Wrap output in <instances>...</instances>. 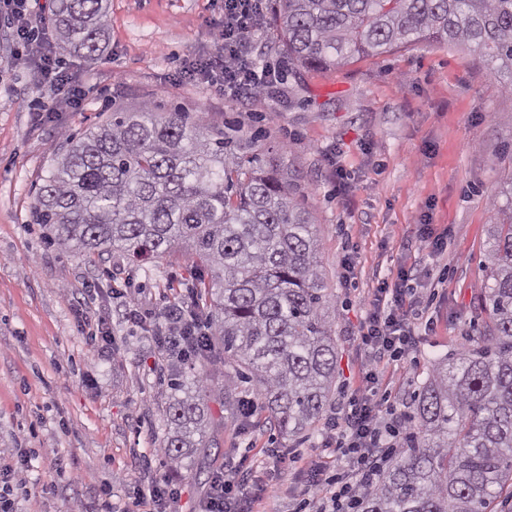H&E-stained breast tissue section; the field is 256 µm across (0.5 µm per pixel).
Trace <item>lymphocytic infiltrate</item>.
I'll return each mask as SVG.
<instances>
[{"mask_svg": "<svg viewBox=\"0 0 512 512\" xmlns=\"http://www.w3.org/2000/svg\"><path fill=\"white\" fill-rule=\"evenodd\" d=\"M260 12V0H225L224 24L218 31L224 56L196 63L186 70V79L206 80L233 98L241 91L257 89L260 82L254 78L243 49ZM377 294L357 334L361 347L375 362L386 356L398 358L413 344V333L401 318V289L384 283ZM382 409V400L369 387L350 398L343 420L330 424L338 432L330 451L347 457L348 468L331 475L321 466H311V478L303 490L304 505L314 506L315 512H351L357 493L376 476L388 440L399 434L397 426L379 427ZM253 467L244 457L231 471L218 474L202 512H253L254 498L248 490Z\"/></svg>", "mask_w": 512, "mask_h": 512, "instance_id": "1", "label": "lymphocytic infiltrate"}]
</instances>
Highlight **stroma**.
Segmentation results:
<instances>
[{"label":"stroma","mask_w":512,"mask_h":512,"mask_svg":"<svg viewBox=\"0 0 512 512\" xmlns=\"http://www.w3.org/2000/svg\"><path fill=\"white\" fill-rule=\"evenodd\" d=\"M108 27L96 59L57 47L56 62L83 91L33 93L35 64L15 38L0 0V467L18 449L30 463L17 512H94L99 501L126 512L141 489L170 477L181 494L171 512H198L217 472L241 457L254 463L262 493L254 512H298L310 463L341 464L324 450L327 422L342 416L361 383L366 355L356 334L380 282L402 288L415 343L384 359L376 389L382 420L413 415V392L434 361L474 343L488 319L487 201L512 177V97L461 44L423 41L333 69L289 65L257 97L225 99L204 81L179 75L220 55L214 35L224 0H107ZM151 104L277 151L319 233V261L332 300L336 380L319 423L289 439L267 412L243 423L228 395L255 398L252 384L214 369L205 400L206 445L170 468L159 452L166 433L167 378L175 351L159 347L151 320L131 319L136 300L153 316L194 286L179 247L155 263L121 253L86 256L49 241L34 199L54 149L106 123L113 110ZM344 172L348 193L336 190ZM447 248L419 250L421 225ZM352 258L355 271L344 276ZM112 332L102 352L99 329ZM288 454L280 469L276 452ZM55 482L49 494L27 486Z\"/></svg>","instance_id":"obj_1"}]
</instances>
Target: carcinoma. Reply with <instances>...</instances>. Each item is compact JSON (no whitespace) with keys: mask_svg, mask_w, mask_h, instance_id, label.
I'll list each match as a JSON object with an SVG mask.
<instances>
[{"mask_svg":"<svg viewBox=\"0 0 512 512\" xmlns=\"http://www.w3.org/2000/svg\"><path fill=\"white\" fill-rule=\"evenodd\" d=\"M273 2L290 64L336 67L433 39L470 48L512 96V0ZM106 18V0H56L54 33L92 59ZM490 205L507 215L491 234L490 322L431 366L414 395L417 432L356 512H492L512 488V180ZM34 212L63 250L141 260L191 250V312L208 333L171 368L160 448L170 464L206 434L208 385L185 371L192 360L253 382L283 436L320 422L336 378L331 296L317 229L276 156L144 103L56 154Z\"/></svg>","mask_w":512,"mask_h":512,"instance_id":"carcinoma-1","label":"carcinoma"}]
</instances>
